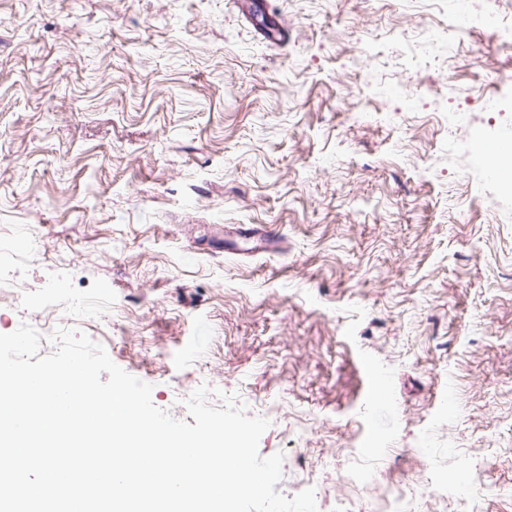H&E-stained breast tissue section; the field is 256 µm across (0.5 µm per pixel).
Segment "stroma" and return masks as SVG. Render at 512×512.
Wrapping results in <instances>:
<instances>
[{
  "label": "stroma",
  "mask_w": 512,
  "mask_h": 512,
  "mask_svg": "<svg viewBox=\"0 0 512 512\" xmlns=\"http://www.w3.org/2000/svg\"><path fill=\"white\" fill-rule=\"evenodd\" d=\"M0 0V265L179 408L278 413L259 453L318 512H512V187L449 153L435 100L512 102L490 28L410 64L427 0ZM234 224L278 252L198 251Z\"/></svg>",
  "instance_id": "1"
}]
</instances>
